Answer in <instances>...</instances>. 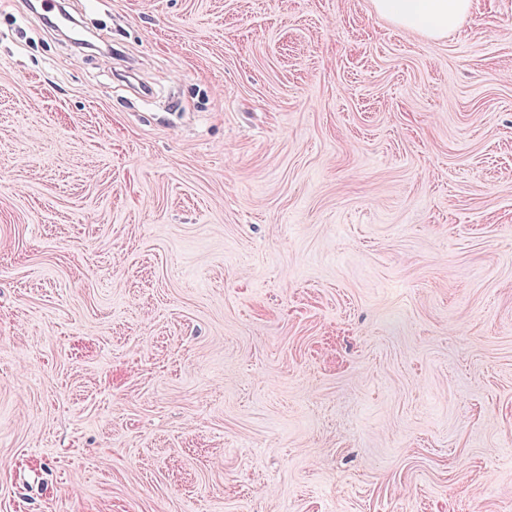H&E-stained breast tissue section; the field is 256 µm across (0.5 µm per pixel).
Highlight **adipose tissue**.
Returning a JSON list of instances; mask_svg holds the SVG:
<instances>
[{
  "label": "adipose tissue",
  "instance_id": "1",
  "mask_svg": "<svg viewBox=\"0 0 512 512\" xmlns=\"http://www.w3.org/2000/svg\"><path fill=\"white\" fill-rule=\"evenodd\" d=\"M381 16L394 24L431 37H439L458 27L473 0H373Z\"/></svg>",
  "mask_w": 512,
  "mask_h": 512
}]
</instances>
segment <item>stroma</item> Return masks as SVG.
I'll return each instance as SVG.
<instances>
[{"label":"stroma","instance_id":"stroma-1","mask_svg":"<svg viewBox=\"0 0 512 512\" xmlns=\"http://www.w3.org/2000/svg\"><path fill=\"white\" fill-rule=\"evenodd\" d=\"M0 0V512H512V0ZM381 16L394 24L430 37L458 27L473 7V0H373Z\"/></svg>","mask_w":512,"mask_h":512}]
</instances>
